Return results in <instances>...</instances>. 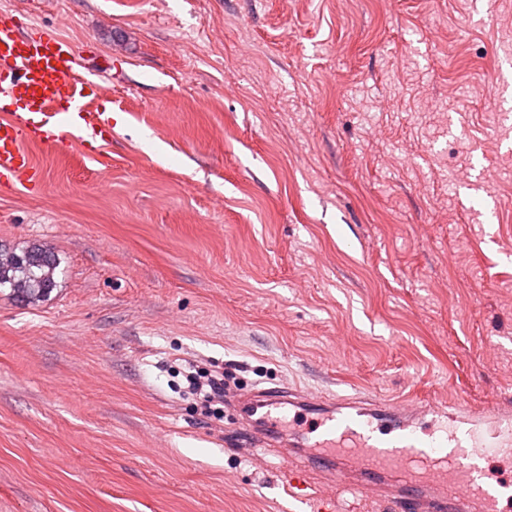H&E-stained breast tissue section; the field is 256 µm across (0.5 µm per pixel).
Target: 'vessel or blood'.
I'll use <instances>...</instances> for the list:
<instances>
[{"label": "vessel or blood", "mask_w": 512, "mask_h": 512, "mask_svg": "<svg viewBox=\"0 0 512 512\" xmlns=\"http://www.w3.org/2000/svg\"><path fill=\"white\" fill-rule=\"evenodd\" d=\"M77 55L56 29L24 33L0 15V98L18 107L0 121V174L41 184L29 146L58 148L66 128L105 131L104 117L89 110L97 86L77 74ZM33 113L41 115V125L30 121ZM236 407L249 453H276L289 480L303 474L380 503L386 512H505L480 464L512 453L510 403L468 411L268 388L241 396ZM289 411L303 425L284 435L280 426ZM429 414L446 416L455 433L418 434L417 424Z\"/></svg>", "instance_id": "1"}]
</instances>
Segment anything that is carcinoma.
<instances>
[{
  "instance_id": "carcinoma-1",
  "label": "carcinoma",
  "mask_w": 512,
  "mask_h": 512,
  "mask_svg": "<svg viewBox=\"0 0 512 512\" xmlns=\"http://www.w3.org/2000/svg\"><path fill=\"white\" fill-rule=\"evenodd\" d=\"M54 254L30 246L20 251L0 247V289H9L17 301L32 304L48 297L57 286Z\"/></svg>"
}]
</instances>
